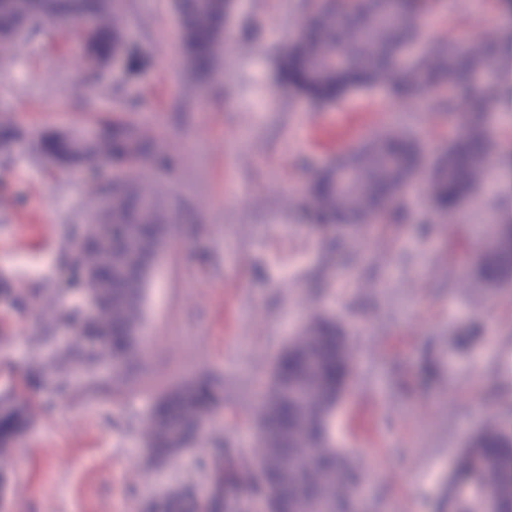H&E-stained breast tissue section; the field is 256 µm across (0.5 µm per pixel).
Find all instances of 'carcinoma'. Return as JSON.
Wrapping results in <instances>:
<instances>
[{"label":"carcinoma","mask_w":512,"mask_h":512,"mask_svg":"<svg viewBox=\"0 0 512 512\" xmlns=\"http://www.w3.org/2000/svg\"><path fill=\"white\" fill-rule=\"evenodd\" d=\"M184 65L195 81L209 83L218 50L229 39L228 0H173ZM427 0L409 9L407 0H300L308 13L305 34L277 48L281 77L298 97L323 107L338 104L378 83L389 94L432 99L433 111L455 112L470 100L475 113L465 134L426 159L420 141L402 130L376 133L349 150L350 163L331 162L318 173L292 206L310 230L335 249L341 238L371 224H399L403 201L415 182L430 187L427 224H461L467 207L489 216L480 226L482 248L469 277L485 291L512 289V214L489 185L491 158L512 170V152L503 150L492 132L496 111L505 106L504 81L512 78V51L496 44L463 48L451 40L399 64L418 42L415 17ZM124 0H0V62H9L17 43L59 38L51 23L91 20L77 26V37L97 65H86L84 84L99 87L109 75L108 55L121 57L127 80L139 77L148 54L126 47ZM501 55L502 71L488 86L475 90L489 61ZM99 134L77 145L84 162L68 165L50 132L34 134L6 114L0 115V159L8 163L22 152L38 155L57 173L76 172L110 206L95 210L88 222L70 230L82 242L72 261L101 264L106 281L84 284L103 319L87 321L66 305L62 289L42 296L49 326L77 330L68 343L51 332L37 337L41 357L28 375L46 391L63 395L76 388L93 391L124 388L140 363L145 318V256L163 248L168 227L179 222L177 210L151 175L173 162L142 126L117 116L97 119ZM112 225L121 239L103 246L102 225ZM28 299L8 279H0V307L22 311ZM354 352L343 324L314 315L277 354L269 387L257 413L259 447L252 459L262 472L232 467L233 452L224 443L202 462L199 479L208 485L199 496L195 485L168 488L148 503L150 512H253L264 501L273 512L285 497L307 512H354L352 486L361 473L355 460L337 448L328 422L344 397L353 372ZM224 398V384L209 375L191 376L164 393L142 426L144 446L160 469L172 456L192 450ZM31 424L25 401L12 397L0 405V473L10 470L9 446ZM448 512H512V402L505 401L466 438L453 462L448 482Z\"/></svg>","instance_id":"carcinoma-1"}]
</instances>
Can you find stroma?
Instances as JSON below:
<instances>
[{"label": "stroma", "mask_w": 512, "mask_h": 512, "mask_svg": "<svg viewBox=\"0 0 512 512\" xmlns=\"http://www.w3.org/2000/svg\"><path fill=\"white\" fill-rule=\"evenodd\" d=\"M125 3L128 39L150 55L138 80L112 71L82 105L79 44L35 41L20 47V67L0 65V109L33 132L88 128L106 112L143 125L178 161L159 180L185 219L149 277L151 343L139 370L121 391L55 398L25 378L43 328L38 299L69 277L66 234L93 203L81 178L32 154L0 168V273L30 299L24 311L0 309V392L19 393L35 413L10 450L0 512H145L154 468L141 424L188 374L223 377L224 400L196 451L164 467V485L193 480L198 455L227 440L251 464L274 358L313 313L340 320L357 350L331 437L359 463L373 512H439L465 436L512 397V291L465 280L442 288L449 268L470 265L477 229L442 224L420 234L419 200L408 202L403 223L341 244L374 277V287H356L288 204L336 156L313 141L317 127L349 125L353 145L401 125L432 153L464 133L469 108L450 117L418 99L398 104L381 84L321 109L295 97L274 48L303 26L297 0H240L206 94L182 62L172 0ZM448 38L464 47L512 42V28L497 6L438 0L420 42ZM323 268L329 285L318 294L313 276Z\"/></svg>", "instance_id": "stroma-1"}]
</instances>
